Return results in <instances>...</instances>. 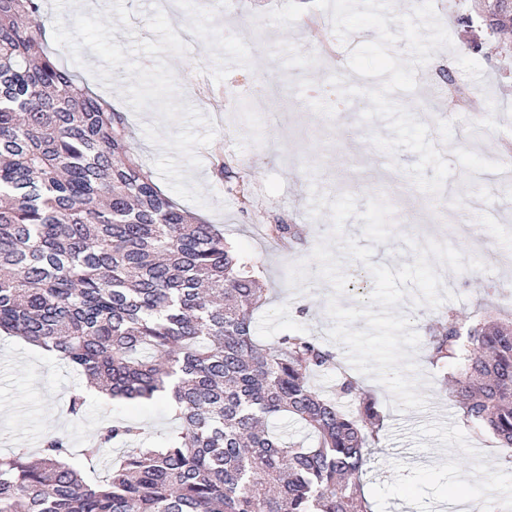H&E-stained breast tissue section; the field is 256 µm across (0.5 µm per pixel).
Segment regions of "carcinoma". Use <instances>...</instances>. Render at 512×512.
Listing matches in <instances>:
<instances>
[{
    "label": "carcinoma",
    "instance_id": "1",
    "mask_svg": "<svg viewBox=\"0 0 512 512\" xmlns=\"http://www.w3.org/2000/svg\"><path fill=\"white\" fill-rule=\"evenodd\" d=\"M512 52V0H473ZM39 0H0V330L54 352L112 399L167 398L178 427L138 445L124 420L82 449L106 448L109 476L86 479L65 438L32 461L0 454V512H373L362 475L384 417L349 373L326 394L311 377L338 354L314 336L268 348L253 337L264 290L214 225L176 206L131 151L124 113L48 55ZM216 175L241 210L244 177ZM288 246L295 224L266 225ZM451 318L429 331L434 366L463 423L490 432L512 470V321ZM298 424L314 444L284 441Z\"/></svg>",
    "mask_w": 512,
    "mask_h": 512
}]
</instances>
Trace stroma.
<instances>
[{
    "label": "stroma",
    "instance_id": "obj_1",
    "mask_svg": "<svg viewBox=\"0 0 512 512\" xmlns=\"http://www.w3.org/2000/svg\"><path fill=\"white\" fill-rule=\"evenodd\" d=\"M224 2L172 0L167 15L188 45L187 54L174 60L181 100L196 103L202 87L225 100L227 120L216 126L215 139L250 183L251 207L241 212L225 194L213 172L208 146L198 148L201 166L190 173L206 203L184 200L180 206L217 225L254 265L266 297L255 316L258 340L274 347L280 337L300 333L324 341L333 325L326 313L332 292L329 283L312 278L298 292L286 281L289 265L308 259L331 229L329 213L316 218L310 214L315 190L332 199L354 194L361 210L374 195L393 205L399 237L376 245L372 263L394 271L413 263L401 240L405 234L448 243L485 263L482 271L441 269L443 284L454 298L438 308L416 307L408 300L400 304V312L411 318L418 335H425L428 327L450 313L463 322L477 315L512 318V301L499 293L507 280L500 262L512 254V183L496 177L497 168L512 157L501 150L502 144H512V55L475 50V43L486 42L488 34L475 19L471 0H464L461 11L443 20L453 31L452 49L436 51L421 66L422 78L414 91L392 95L429 125L432 141L455 140L459 125L469 132L467 143L443 154L452 174L437 199L419 191L406 173L417 154L402 149L392 159L374 147L371 134L386 137L390 131L378 118L368 125L361 123L367 99L342 103L320 93L335 71L322 52L323 43H335L346 56L361 43L376 39L375 31L338 41L323 11L310 7V0H299L307 7L305 22L287 29L254 24L255 17L287 0H239L230 11ZM81 54L86 65L77 68V75L125 113L134 155L144 167L153 168L160 149L146 138L144 127L155 122V111L137 113L130 108L124 98L129 85L124 68L114 70L108 87L90 73L100 66V59L87 48ZM447 70L469 90L472 100L467 107H460L444 91ZM260 83L278 86V95L257 103ZM276 221L299 225L301 238L286 248L266 239L261 224ZM415 361L423 381L419 391L427 399L419 410L394 408L385 386L371 376L359 377L384 416L382 442L362 477L375 512H439L460 484L454 476L455 462L470 458L475 449L480 456L469 468L472 478L462 483L466 500L512 496V472L502 469L494 438L462 423L454 398L441 389L443 373L428 362L425 348H418ZM84 383V377L54 353L19 337L0 335V453L24 448L35 454L54 435L65 436L77 451L115 418L135 422L149 445L161 443L176 426L163 398L123 402L93 394L81 419H72L67 411L69 395Z\"/></svg>",
    "mask_w": 512,
    "mask_h": 512
}]
</instances>
